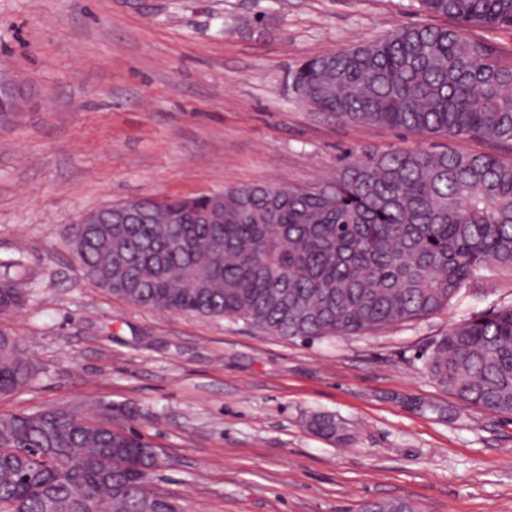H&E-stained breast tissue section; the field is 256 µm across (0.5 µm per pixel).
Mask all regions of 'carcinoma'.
<instances>
[{"label":"carcinoma","mask_w":512,"mask_h":512,"mask_svg":"<svg viewBox=\"0 0 512 512\" xmlns=\"http://www.w3.org/2000/svg\"><path fill=\"white\" fill-rule=\"evenodd\" d=\"M456 26L416 24L310 58L299 98L364 124L512 148V61L471 30H512V0H420ZM120 224L69 229L83 275L137 306L242 319L314 341L372 334L450 307L486 265L512 270V159L364 150L308 187L248 186L132 200ZM19 259L0 262V313L27 299ZM465 404L512 414V305L464 319L424 359ZM32 358L0 329V394L31 387ZM133 411L57 404L0 413V512H181L143 489L147 438ZM310 428L336 437V418Z\"/></svg>","instance_id":"cac0c4a2"}]
</instances>
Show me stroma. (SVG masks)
I'll return each instance as SVG.
<instances>
[{
	"instance_id": "stroma-1",
	"label": "stroma",
	"mask_w": 512,
	"mask_h": 512,
	"mask_svg": "<svg viewBox=\"0 0 512 512\" xmlns=\"http://www.w3.org/2000/svg\"><path fill=\"white\" fill-rule=\"evenodd\" d=\"M428 20L419 0H0V71L33 92L0 124V259L32 278L0 328L37 368L0 413L133 408L164 461L152 484L185 512H512V415L466 405L421 359L512 303V272L485 266L422 321L312 343L126 303L68 241L108 203L319 184L365 147L490 151L341 119L290 86L303 60ZM318 413L346 441L312 432Z\"/></svg>"
}]
</instances>
